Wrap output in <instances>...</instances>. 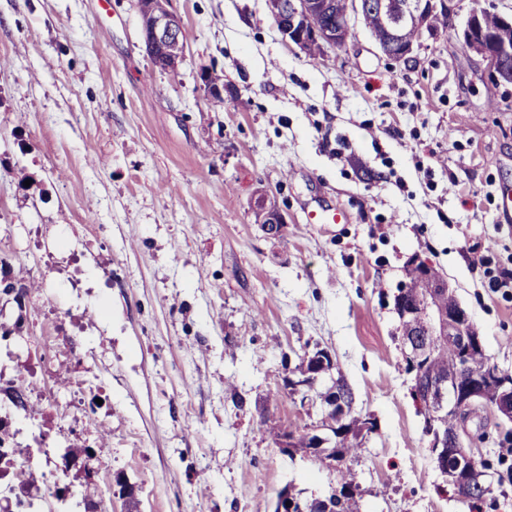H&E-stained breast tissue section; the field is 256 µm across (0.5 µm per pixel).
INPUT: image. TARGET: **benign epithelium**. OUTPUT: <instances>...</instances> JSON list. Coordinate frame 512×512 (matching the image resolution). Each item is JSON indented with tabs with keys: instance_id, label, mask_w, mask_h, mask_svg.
<instances>
[{
	"instance_id": "7a95c632",
	"label": "benign epithelium",
	"mask_w": 512,
	"mask_h": 512,
	"mask_svg": "<svg viewBox=\"0 0 512 512\" xmlns=\"http://www.w3.org/2000/svg\"><path fill=\"white\" fill-rule=\"evenodd\" d=\"M141 5L152 16L150 29L143 37L146 53L158 47L184 40L181 18L168 8V0H142ZM371 7L370 0H352L344 14L336 16V27L320 26L313 21V8L310 0H277L276 25L283 37L290 43L306 49L311 42L321 47L338 48L346 44L357 19ZM377 8L388 15V39L380 45L381 50L397 60L411 58L413 45L401 40V32L413 27L418 37L429 31L428 20L438 11H446L445 0H379ZM480 13L473 12L463 31V44L483 57L488 73L498 83H512V46L508 41H497L485 37L478 30ZM427 292L408 294L407 286H402L396 294V306L411 321L414 332L404 338L408 355L422 359L432 351L435 341L442 340L460 352L466 359L469 352L483 345L482 337L475 330L466 309L460 302L439 308V299L444 295H455L448 281H429ZM314 361V371L303 377L288 378V387L294 392L310 386L315 378L334 368L330 354L317 350L309 354ZM497 381L496 394L492 402H487V386ZM414 395L418 402L425 403L430 411L426 431L430 440V451L445 483L454 495L465 501L483 500L491 490L488 477L491 469L487 459L478 458L467 450L470 433L467 423L473 411L489 405L501 421L512 422V382L503 379L497 370L488 373H475L467 363L459 366L458 372L446 379L425 381L415 378ZM341 401L331 399L323 407L326 414L328 433L316 434L312 447L325 448L336 442V435L343 429ZM450 411L460 417V425L452 429L439 427L442 412ZM311 503L299 501L283 495L279 502V512H310Z\"/></svg>"
}]
</instances>
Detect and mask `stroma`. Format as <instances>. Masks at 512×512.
Here are the masks:
<instances>
[{"instance_id": "stroma-1", "label": "stroma", "mask_w": 512, "mask_h": 512, "mask_svg": "<svg viewBox=\"0 0 512 512\" xmlns=\"http://www.w3.org/2000/svg\"><path fill=\"white\" fill-rule=\"evenodd\" d=\"M184 61L155 68L136 0H0V261L24 304L0 292V389L31 404L9 432L32 459L28 490L64 468L73 497L44 512H274L277 495L327 497L340 476L283 452L266 417L313 427L286 378L326 350L352 415L377 430L349 463L352 512H471L439 493L413 399L394 297L415 257L437 266L512 374V297L480 263L512 268V84L462 45L473 10L410 62L363 23L306 55L267 0H169ZM224 74L212 107L202 72ZM285 224L268 235L253 201ZM348 211L308 224L305 211ZM476 455L495 471L481 512H512V457L492 415ZM134 486L122 498L116 477Z\"/></svg>"}]
</instances>
